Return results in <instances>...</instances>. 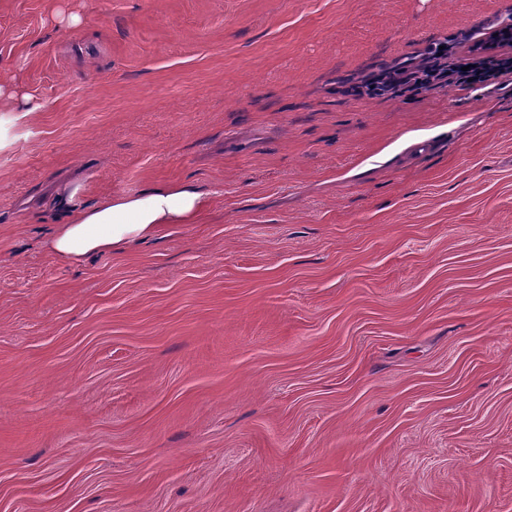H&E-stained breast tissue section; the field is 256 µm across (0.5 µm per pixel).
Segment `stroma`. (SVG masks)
Listing matches in <instances>:
<instances>
[{
  "instance_id": "stroma-1",
  "label": "stroma",
  "mask_w": 512,
  "mask_h": 512,
  "mask_svg": "<svg viewBox=\"0 0 512 512\" xmlns=\"http://www.w3.org/2000/svg\"><path fill=\"white\" fill-rule=\"evenodd\" d=\"M512 0H0V512H512ZM193 224L72 266L62 189ZM467 65H470V70L462 71V67ZM504 68L510 69V66H506L494 60H476L461 64L456 72L461 80L468 82V79L472 78L471 82H476L496 78L498 73ZM448 77V72L436 66H417L413 69H401L389 73L385 77L376 78L366 83L368 95H380L383 90L401 85L411 84L415 87L426 86L434 81Z\"/></svg>"
}]
</instances>
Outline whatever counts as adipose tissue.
I'll list each match as a JSON object with an SVG mask.
<instances>
[{"instance_id":"adipose-tissue-1","label":"adipose tissue","mask_w":512,"mask_h":512,"mask_svg":"<svg viewBox=\"0 0 512 512\" xmlns=\"http://www.w3.org/2000/svg\"><path fill=\"white\" fill-rule=\"evenodd\" d=\"M79 190L58 197L66 215L46 241L53 256L71 264L104 252H123L154 237L166 224H191L207 204L193 187L157 183L134 194H117L105 202L83 207Z\"/></svg>"}]
</instances>
